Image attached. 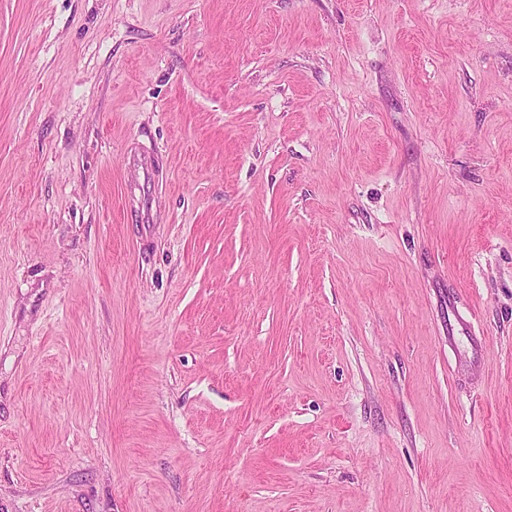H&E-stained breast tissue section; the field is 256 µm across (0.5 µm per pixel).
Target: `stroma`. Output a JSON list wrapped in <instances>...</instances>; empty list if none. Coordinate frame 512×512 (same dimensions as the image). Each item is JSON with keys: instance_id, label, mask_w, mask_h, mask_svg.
Returning a JSON list of instances; mask_svg holds the SVG:
<instances>
[{"instance_id": "stroma-1", "label": "stroma", "mask_w": 512, "mask_h": 512, "mask_svg": "<svg viewBox=\"0 0 512 512\" xmlns=\"http://www.w3.org/2000/svg\"><path fill=\"white\" fill-rule=\"evenodd\" d=\"M0 512H512V0H0Z\"/></svg>"}]
</instances>
